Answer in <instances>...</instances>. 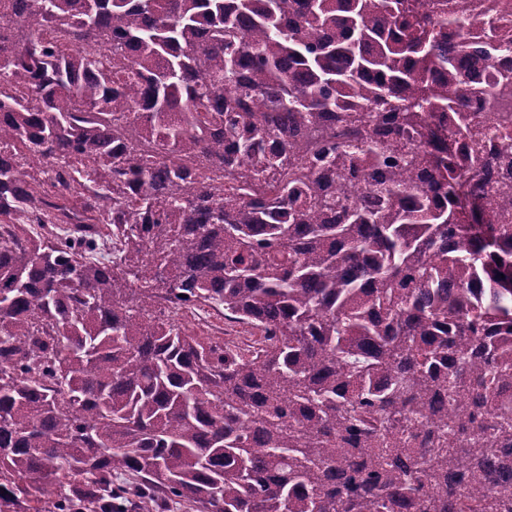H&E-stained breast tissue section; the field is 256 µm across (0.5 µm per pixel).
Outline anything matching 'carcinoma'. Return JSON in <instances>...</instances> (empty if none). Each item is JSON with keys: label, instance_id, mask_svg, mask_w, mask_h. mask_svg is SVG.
I'll use <instances>...</instances> for the list:
<instances>
[{"label": "carcinoma", "instance_id": "1", "mask_svg": "<svg viewBox=\"0 0 512 512\" xmlns=\"http://www.w3.org/2000/svg\"><path fill=\"white\" fill-rule=\"evenodd\" d=\"M511 94L512 0H0V512H512ZM210 317L199 321L197 318L188 319L190 328L200 335L210 336L213 338L228 337V338H245L250 336L248 334V328L240 324H231L224 320V314L217 310H210Z\"/></svg>", "mask_w": 512, "mask_h": 512}]
</instances>
